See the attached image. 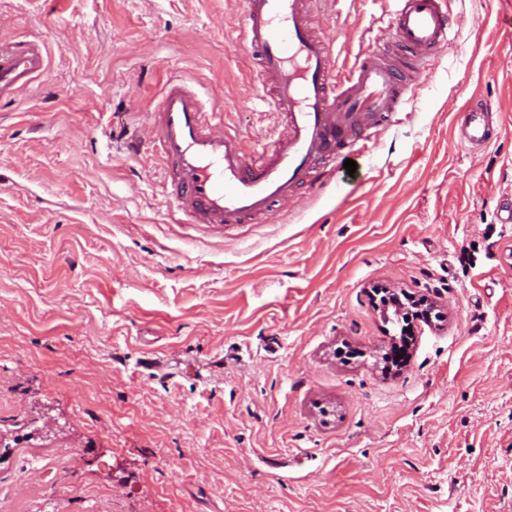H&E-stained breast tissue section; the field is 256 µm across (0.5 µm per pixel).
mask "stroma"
<instances>
[{
    "instance_id": "35a3bbf8",
    "label": "stroma",
    "mask_w": 512,
    "mask_h": 512,
    "mask_svg": "<svg viewBox=\"0 0 512 512\" xmlns=\"http://www.w3.org/2000/svg\"><path fill=\"white\" fill-rule=\"evenodd\" d=\"M463 22L337 190L175 224L131 154L170 74L245 149L280 119L242 0H0L45 73L0 100V512H512V0ZM391 0H315L337 74ZM502 107L461 150L452 115ZM438 301L407 366L374 289Z\"/></svg>"
}]
</instances>
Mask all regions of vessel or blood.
Masks as SVG:
<instances>
[{
	"mask_svg": "<svg viewBox=\"0 0 512 512\" xmlns=\"http://www.w3.org/2000/svg\"><path fill=\"white\" fill-rule=\"evenodd\" d=\"M394 3L384 33L340 81L332 46L317 32L312 0H245L243 36L284 130L244 152L215 107L205 106L182 78L171 77L150 136L167 167L172 221L242 224L268 217L275 202L326 192L345 160L403 111L408 92L458 31L446 0ZM46 67L38 41L0 46V99L15 96ZM492 115L481 102L457 110L461 149L492 143Z\"/></svg>",
	"mask_w": 512,
	"mask_h": 512,
	"instance_id": "b4317fda",
	"label": "vessel or blood"
}]
</instances>
